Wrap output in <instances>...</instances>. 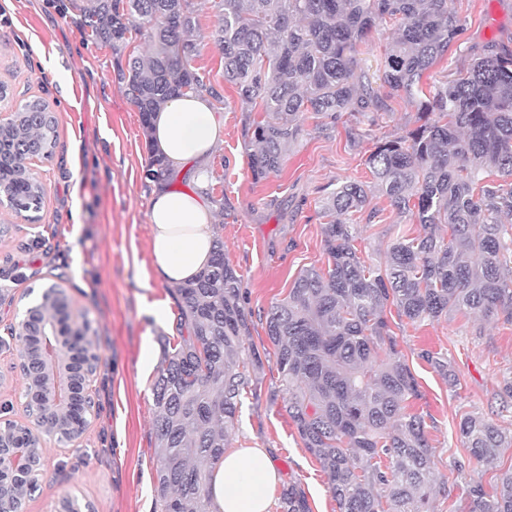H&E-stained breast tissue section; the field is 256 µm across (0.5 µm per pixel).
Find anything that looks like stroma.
<instances>
[{
    "instance_id": "stroma-1",
    "label": "stroma",
    "mask_w": 512,
    "mask_h": 512,
    "mask_svg": "<svg viewBox=\"0 0 512 512\" xmlns=\"http://www.w3.org/2000/svg\"><path fill=\"white\" fill-rule=\"evenodd\" d=\"M201 53L194 61L222 95L214 109L224 119V145L210 167L224 255L242 277L247 305L257 314L249 340H266L259 316L284 299L299 272L327 262L322 204L337 184L369 180L364 165L376 141L412 128L416 109L402 98L362 137L351 136L348 117L336 122L306 115L279 172L255 180L245 137L250 114L234 85L223 79L224 59L211 39L219 20L216 0H194ZM465 32L422 81L444 80L466 66L482 46L512 47V0H456ZM393 24L373 29L361 47L356 76L377 79ZM110 47L88 41L70 0H0V83L7 97L0 113L43 99L57 120L50 159L31 169L44 188L43 208L31 221L0 207V422L26 426L24 381L15 345L7 338L30 301L58 285L73 312H88L99 336L100 361L88 387L89 424L76 440H43L45 465L39 489L22 512H62L78 499L83 512H155L153 477L157 443L152 383L169 339L176 336L175 296L157 271L148 211L152 183L139 114L117 79ZM372 203L380 215L360 227L356 246L370 264L383 260L399 217L385 197ZM167 313L157 322L153 306ZM398 347L417 379L411 411L422 414L436 461L434 512H469L471 483L491 488L512 466V450L491 463L471 458L457 433L460 418L479 413L512 430V406L502 403L512 376V323L471 314L420 324L394 325ZM447 357L455 385L425 361L422 351ZM276 367L265 363L255 393L243 396L232 448L267 449L283 480L304 489L312 512H339L329 480L303 447L282 401Z\"/></svg>"
}]
</instances>
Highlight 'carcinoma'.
I'll return each instance as SVG.
<instances>
[{
    "mask_svg": "<svg viewBox=\"0 0 512 512\" xmlns=\"http://www.w3.org/2000/svg\"><path fill=\"white\" fill-rule=\"evenodd\" d=\"M455 0H219V24L211 37L224 57V81L235 85L250 110L256 146L251 169L261 180L279 171L288 145L310 112L336 119L343 113L374 124L399 96L417 108L416 125L376 142L365 159L371 180H347L323 202L324 267L302 270L288 296L265 313L271 348L245 344L252 311L241 275L216 239L211 264L194 280L173 288L177 341L167 346L153 384L154 431L159 448L154 484L157 512H209L210 469L224 456L241 396L252 391L264 361L275 358L283 402L303 447L326 472L339 512H434L435 461L422 416L405 411L418 397L412 369L397 348L387 310L411 324L476 313L512 321V48L486 43L467 67L429 90L423 74L464 34ZM92 40L122 52L133 35H147L148 54H130L118 81L151 129L154 113L171 99L201 91L221 95L192 62V0H71ZM391 20L395 37L385 53L382 84L355 82L357 47L372 29ZM57 121L48 105L29 100L0 127V196L17 214L38 213L44 190L28 160L52 156ZM146 177L168 178L163 156L151 152ZM399 216L420 224L401 229L387 247L383 267L366 264L355 242L359 228L342 217L365 216L374 193ZM44 317L72 321L75 364L70 379L96 372L97 331L88 315L71 320L59 286H51ZM19 347L25 397L41 383L31 366L34 340L24 325L10 331ZM421 358L455 384L448 359L426 351ZM91 403L74 396L41 433L59 443L78 438ZM3 441L43 451L41 437L22 425H0ZM458 432L478 462L512 448L508 433L475 413ZM34 473L8 485L0 509L22 512L39 489ZM470 512H512V467L487 492L469 489ZM281 512H312L296 481L283 485Z\"/></svg>",
    "mask_w": 512,
    "mask_h": 512,
    "instance_id": "cac0c4a2",
    "label": "carcinoma"
}]
</instances>
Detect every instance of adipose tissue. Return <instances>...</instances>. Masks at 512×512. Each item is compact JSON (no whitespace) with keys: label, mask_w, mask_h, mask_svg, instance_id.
I'll list each match as a JSON object with an SVG mask.
<instances>
[{"label":"adipose tissue","mask_w":512,"mask_h":512,"mask_svg":"<svg viewBox=\"0 0 512 512\" xmlns=\"http://www.w3.org/2000/svg\"><path fill=\"white\" fill-rule=\"evenodd\" d=\"M223 142L224 120L208 94L174 98L153 117L151 143L173 179L157 187L149 203L154 264L166 285L189 281L211 260L217 228L207 197L208 166ZM186 179L191 190L176 191V183ZM278 483L264 449L225 451L211 469L209 512H272Z\"/></svg>","instance_id":"adipose-tissue-1"}]
</instances>
